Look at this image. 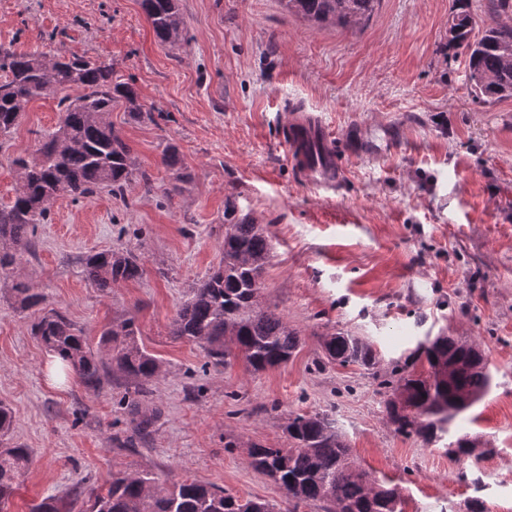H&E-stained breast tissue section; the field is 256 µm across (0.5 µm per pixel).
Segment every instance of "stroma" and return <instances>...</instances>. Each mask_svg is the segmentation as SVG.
Listing matches in <instances>:
<instances>
[{
    "mask_svg": "<svg viewBox=\"0 0 512 512\" xmlns=\"http://www.w3.org/2000/svg\"><path fill=\"white\" fill-rule=\"evenodd\" d=\"M184 41L160 45L139 0H0V46L101 58L134 86L152 120H111L152 181L56 201L36 225L20 267L44 298L97 343L101 328L135 317L160 375L140 403L153 431L133 438V385L117 370L98 388L75 375L55 385L49 352L0 280V402L30 464L0 512H31L52 496L84 512V489L112 472L149 471L160 483L190 477L285 512L281 491L252 469L254 442L285 445L289 416L321 413L349 439L357 462L403 489L406 512H512V98L473 93L465 55L448 45L453 0H378L358 28L320 25L282 0H180ZM58 95L32 101L0 147V205L11 165L53 131ZM322 119L342 160L324 196L291 167L279 138L285 114ZM176 145L180 190L163 152ZM234 201L272 241L263 302L302 336L287 364L262 372L236 360L208 365L169 325L223 256L224 207ZM115 248L138 254L142 276L109 291L81 259ZM368 338L384 366L412 362L427 338L476 340L491 391L427 444L393 431L390 396L370 371L327 363L320 334ZM483 453L446 448L460 435ZM478 484L460 480V470Z\"/></svg>",
    "mask_w": 512,
    "mask_h": 512,
    "instance_id": "obj_1",
    "label": "stroma"
}]
</instances>
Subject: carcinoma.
I'll return each mask as SVG.
<instances>
[{"label": "carcinoma", "instance_id": "carcinoma-1", "mask_svg": "<svg viewBox=\"0 0 512 512\" xmlns=\"http://www.w3.org/2000/svg\"><path fill=\"white\" fill-rule=\"evenodd\" d=\"M288 10L318 23L352 27L369 19L378 0H284ZM459 4L448 28V40L468 52L469 80L478 97H512V0H488L481 35L467 0ZM143 13L159 44L173 46L185 30L179 0H140ZM80 93L60 99L62 118L57 129L38 142L31 155L12 159L17 187L10 203L0 206V276L12 277L18 308L27 311L41 296L20 280V256L30 251L34 226L50 214L55 201L69 195L77 200L102 189L121 192L148 177L134 164L132 149L104 116L121 106L133 121L152 119L143 111L135 88L112 80V63L65 53H17L0 47V140L19 125L28 105L58 90ZM163 163L182 183L179 151L167 147ZM272 244L262 225L235 205L224 209V258L207 278L192 289L170 323V334L200 345L210 362L223 367L240 352L256 371L288 362L302 344L299 332L282 316L263 305L261 277ZM85 278L104 290L142 276V262L124 249L89 253L82 259ZM31 332L50 353L72 369L87 387L99 386L105 370L116 366L134 385V394L159 374L158 358L148 352L135 318L105 326L97 349L87 336L62 315L50 311L33 323ZM329 363L357 365L373 371L380 385L391 389L387 419L396 433L426 443L439 440L448 425L480 401L492 388L493 376L482 346L455 336H435L416 351L427 365L418 372L398 364L380 370L373 344L349 332L321 337ZM130 425L143 433L153 417L129 401ZM12 411L0 403V504L13 496L23 481L28 449L12 442ZM288 447L252 443L248 463L282 490L288 512L319 502L323 512H405L399 488L372 476L353 458L346 436L324 414H295L285 427ZM463 435L449 444L458 458L474 452ZM87 512H273L269 504L242 498L223 488L186 478L170 486L151 473H117L88 491Z\"/></svg>", "mask_w": 512, "mask_h": 512}]
</instances>
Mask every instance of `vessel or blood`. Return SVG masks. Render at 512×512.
<instances>
[{
  "mask_svg": "<svg viewBox=\"0 0 512 512\" xmlns=\"http://www.w3.org/2000/svg\"><path fill=\"white\" fill-rule=\"evenodd\" d=\"M291 164L314 189L335 192L339 183L334 138L317 119L291 115L282 121Z\"/></svg>",
  "mask_w": 512,
  "mask_h": 512,
  "instance_id": "obj_1",
  "label": "vessel or blood"
}]
</instances>
